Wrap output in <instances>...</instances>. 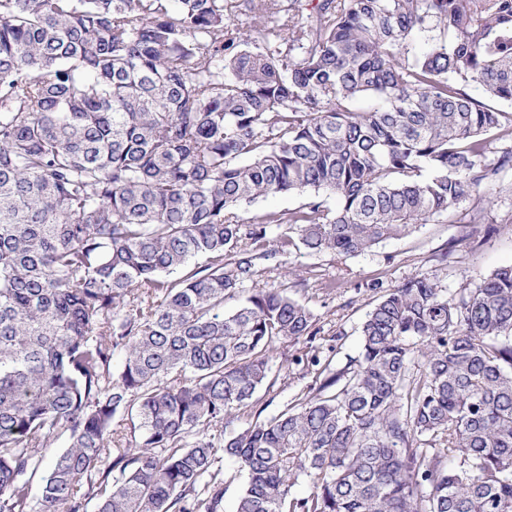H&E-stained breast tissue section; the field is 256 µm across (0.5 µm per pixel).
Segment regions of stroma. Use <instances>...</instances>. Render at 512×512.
<instances>
[{
    "mask_svg": "<svg viewBox=\"0 0 512 512\" xmlns=\"http://www.w3.org/2000/svg\"><path fill=\"white\" fill-rule=\"evenodd\" d=\"M512 265V170L501 173L493 203L469 197L448 218H437L413 234L379 244L371 252L345 261L334 255L298 253L286 266L267 261L255 285L284 288L314 315V346L335 351L337 364L359 353L358 328L376 299L370 282L389 288L420 273L446 275L457 287L462 279H478ZM292 276H285V267ZM294 346L282 344L271 355L270 391H259L264 416L283 409L291 397L312 384L314 376L292 364Z\"/></svg>",
    "mask_w": 512,
    "mask_h": 512,
    "instance_id": "1",
    "label": "stroma"
}]
</instances>
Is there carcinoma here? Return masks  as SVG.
Here are the masks:
<instances>
[{"instance_id":"carcinoma-1","label":"carcinoma","mask_w":512,"mask_h":512,"mask_svg":"<svg viewBox=\"0 0 512 512\" xmlns=\"http://www.w3.org/2000/svg\"><path fill=\"white\" fill-rule=\"evenodd\" d=\"M289 12L0 0V512H80L85 484L97 512H219L223 458L236 512H512V266L385 289L340 368L307 305L246 288L278 255L346 260L491 202L512 114L464 87L512 105V0ZM304 192L336 208L241 215ZM285 342L315 384L209 434Z\"/></svg>"}]
</instances>
